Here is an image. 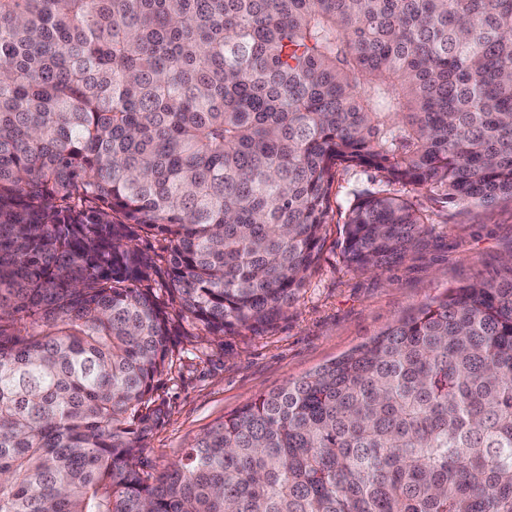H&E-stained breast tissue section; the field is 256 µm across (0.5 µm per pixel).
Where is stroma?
Returning a JSON list of instances; mask_svg holds the SVG:
<instances>
[{"instance_id": "1", "label": "stroma", "mask_w": 512, "mask_h": 512, "mask_svg": "<svg viewBox=\"0 0 512 512\" xmlns=\"http://www.w3.org/2000/svg\"><path fill=\"white\" fill-rule=\"evenodd\" d=\"M384 186L376 169H337L321 259L279 320L228 329L209 342L196 339V326L185 324L178 360L159 379L156 399L164 414L144 443L149 467L171 465L197 436L248 401L371 341L448 288L491 278L512 255V202L451 205L407 186L404 195L430 216L431 235L379 272L348 266L341 242L351 193Z\"/></svg>"}]
</instances>
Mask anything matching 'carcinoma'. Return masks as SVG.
I'll use <instances>...</instances> for the list:
<instances>
[{"label": "carcinoma", "instance_id": "1", "mask_svg": "<svg viewBox=\"0 0 512 512\" xmlns=\"http://www.w3.org/2000/svg\"><path fill=\"white\" fill-rule=\"evenodd\" d=\"M342 164L512 200V0H0V512H512V259L145 469L172 329L279 319ZM428 223L355 192L344 258Z\"/></svg>", "mask_w": 512, "mask_h": 512}]
</instances>
